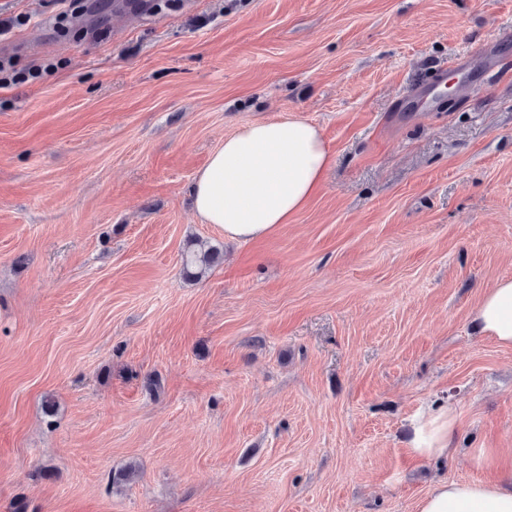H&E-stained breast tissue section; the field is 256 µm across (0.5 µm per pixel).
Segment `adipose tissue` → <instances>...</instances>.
Listing matches in <instances>:
<instances>
[{
  "label": "adipose tissue",
  "mask_w": 512,
  "mask_h": 512,
  "mask_svg": "<svg viewBox=\"0 0 512 512\" xmlns=\"http://www.w3.org/2000/svg\"><path fill=\"white\" fill-rule=\"evenodd\" d=\"M329 164L330 152L314 125L296 118L250 123L226 137L196 173L190 187L195 214L232 240L266 237L322 189ZM474 318L499 346L512 348L511 277L483 292ZM455 428L448 408L420 409L412 421V454L447 456ZM418 512H512V465L494 479L438 482L421 498Z\"/></svg>",
  "instance_id": "adipose-tissue-1"
}]
</instances>
